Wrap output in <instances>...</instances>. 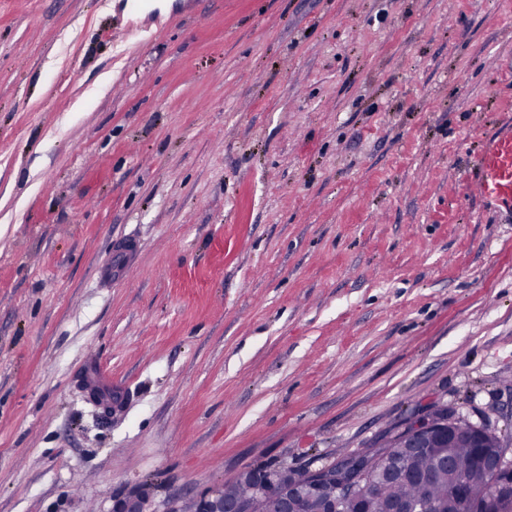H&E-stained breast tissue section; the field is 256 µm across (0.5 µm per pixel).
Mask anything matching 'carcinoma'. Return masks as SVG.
Listing matches in <instances>:
<instances>
[{
	"mask_svg": "<svg viewBox=\"0 0 512 512\" xmlns=\"http://www.w3.org/2000/svg\"><path fill=\"white\" fill-rule=\"evenodd\" d=\"M428 416L435 421L453 419L459 425L456 442L448 449L454 459V468L439 466V456L431 449L398 448L396 438L377 442L357 454L363 461H369L382 452L389 455L387 468L402 462L405 472L400 476H389L383 472L369 481L360 500V512H391L394 504L403 502L417 512H460L454 492L460 480L479 502L491 504L508 496L509 488L503 471L479 459L472 447L468 429L471 423L455 415L446 407H436ZM266 468L252 469V481L236 480L224 486V496L244 501L249 512H275V505L269 499L256 495L255 483L262 480ZM337 495L336 482L331 480L321 492L309 498L294 499L296 512H321L323 503Z\"/></svg>",
	"mask_w": 512,
	"mask_h": 512,
	"instance_id": "1",
	"label": "carcinoma"
}]
</instances>
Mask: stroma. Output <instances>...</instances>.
<instances>
[{"instance_id": "stroma-1", "label": "stroma", "mask_w": 512, "mask_h": 512, "mask_svg": "<svg viewBox=\"0 0 512 512\" xmlns=\"http://www.w3.org/2000/svg\"><path fill=\"white\" fill-rule=\"evenodd\" d=\"M173 2L0 0V512L512 430V0Z\"/></svg>"}]
</instances>
